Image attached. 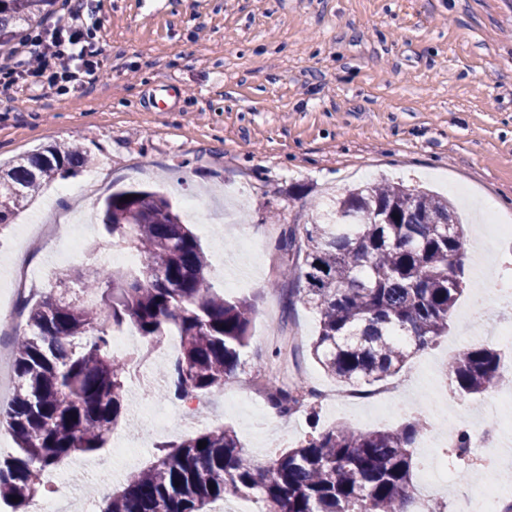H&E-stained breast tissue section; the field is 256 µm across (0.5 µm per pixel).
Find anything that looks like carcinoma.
<instances>
[{
  "label": "carcinoma",
  "mask_w": 512,
  "mask_h": 512,
  "mask_svg": "<svg viewBox=\"0 0 512 512\" xmlns=\"http://www.w3.org/2000/svg\"><path fill=\"white\" fill-rule=\"evenodd\" d=\"M57 3L0 0V47L54 15ZM87 161L79 146L59 143L0 165V225L43 185ZM126 195L132 200L122 201ZM101 226L112 246L140 254L144 264L102 267L81 281L79 294L51 292L26 305L13 395L0 410V426L16 444L15 453L0 455V501L11 512H27L44 493L43 474L106 447L119 424L126 363L112 355L105 321L130 326L153 345L177 331L180 353L160 366L167 384L152 395L181 403H201L224 387L250 344L254 303L213 291L205 252L164 196L114 192L101 206ZM465 241L445 198L403 184L349 189L325 221L282 234L279 250L295 257L279 284L284 318L298 304L316 310L311 354L346 389L382 382L448 334L466 288ZM501 360L489 346L467 347L448 361L449 385L463 395L489 393L499 385ZM303 392L312 394L302 380L273 386L271 408L286 416ZM308 415L311 431L266 466L245 455L228 427L164 441L156 461L108 496L105 512H212L227 494L254 497L259 512H407L413 448L427 428L422 413L407 412L399 428L368 432L345 424L319 429L314 405Z\"/></svg>",
  "instance_id": "cac0c4a2"
}]
</instances>
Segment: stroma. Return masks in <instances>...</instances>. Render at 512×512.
Masks as SVG:
<instances>
[{
  "instance_id": "obj_1",
  "label": "stroma",
  "mask_w": 512,
  "mask_h": 512,
  "mask_svg": "<svg viewBox=\"0 0 512 512\" xmlns=\"http://www.w3.org/2000/svg\"><path fill=\"white\" fill-rule=\"evenodd\" d=\"M99 69L91 82L66 90L34 85L0 109V160L55 143L78 142L90 168L47 185L27 210L0 227V263L13 264L12 244L30 224L78 208L97 212L111 191L137 187L168 195L176 211L189 198L208 202L209 220L193 224L210 258L209 280L230 300L254 303L251 345L223 389L206 399L196 434L232 428L256 462L294 446L306 416L271 415L267 399L239 403V385L272 362L279 334L304 344L298 358L274 360L281 385L303 377L333 386L306 349L318 314L297 306L283 321L271 284L284 264L277 241L291 224L311 223L316 206L343 188L385 176L423 184L469 204L465 277L493 267L501 246L492 227L512 217V0H91ZM180 87L166 109L150 106L156 85ZM94 254L35 261L32 300L53 286L60 269L107 265L112 245L91 221ZM471 292L459 298L446 336L405 367L418 380L409 405L448 393L446 363L469 327ZM320 427L397 428L404 416L352 414L318 407ZM131 417L115 436H142L134 460L117 474L94 473L110 449L67 460L65 480L88 506L102 487L121 488L130 472L152 462L173 428L146 435Z\"/></svg>"
}]
</instances>
